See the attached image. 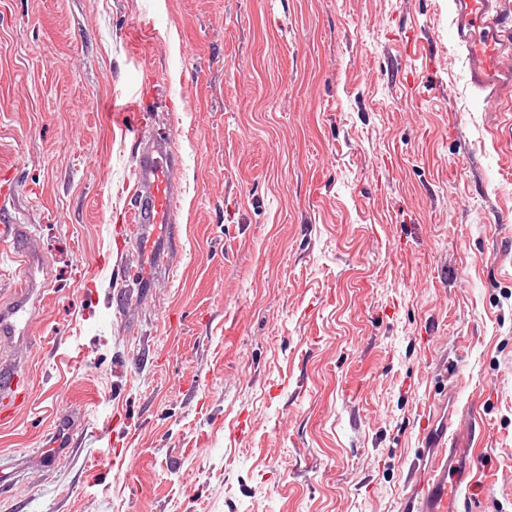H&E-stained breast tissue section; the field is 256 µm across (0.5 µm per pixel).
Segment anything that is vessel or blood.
Masks as SVG:
<instances>
[{
  "label": "vessel or blood",
  "instance_id": "b4317fda",
  "mask_svg": "<svg viewBox=\"0 0 512 512\" xmlns=\"http://www.w3.org/2000/svg\"><path fill=\"white\" fill-rule=\"evenodd\" d=\"M452 25L457 43L465 50L471 85L487 101L512 99V0H454ZM179 165L170 143H143L138 151L129 190L128 221L139 245L136 273L140 287L151 285V270L161 259L159 246L170 238L180 193L175 170ZM36 266L23 259L19 281L7 304L0 305V337L25 335L35 307ZM31 402V392L18 370L0 371V425L14 420ZM76 426L69 416H58L54 437L39 460L51 465L58 452H73ZM427 453L423 468L414 471L412 488L403 498L402 512H468L478 492L474 470L477 459L471 440L481 430L469 425V444L460 445L452 413L438 411L420 422Z\"/></svg>",
  "mask_w": 512,
  "mask_h": 512
}]
</instances>
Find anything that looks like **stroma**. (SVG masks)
<instances>
[{
  "mask_svg": "<svg viewBox=\"0 0 512 512\" xmlns=\"http://www.w3.org/2000/svg\"><path fill=\"white\" fill-rule=\"evenodd\" d=\"M453 0H0L7 217L48 279L0 512H400L442 383L512 512V110ZM170 136L152 287L125 188ZM77 454L42 467L59 414Z\"/></svg>",
  "mask_w": 512,
  "mask_h": 512,
  "instance_id": "obj_1",
  "label": "stroma"
}]
</instances>
